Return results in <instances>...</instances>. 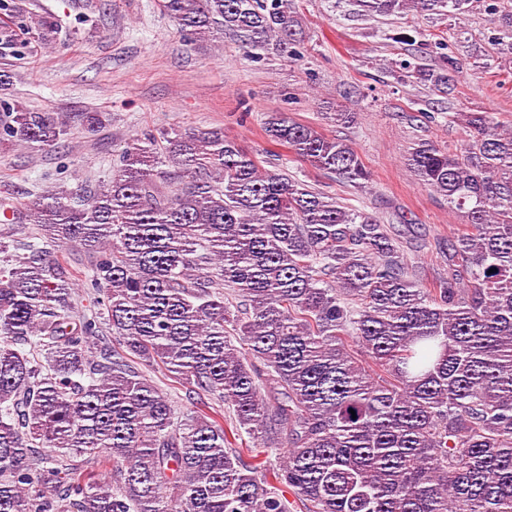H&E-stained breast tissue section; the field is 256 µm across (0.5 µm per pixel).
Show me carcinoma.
Returning a JSON list of instances; mask_svg holds the SVG:
<instances>
[{
  "mask_svg": "<svg viewBox=\"0 0 512 512\" xmlns=\"http://www.w3.org/2000/svg\"><path fill=\"white\" fill-rule=\"evenodd\" d=\"M159 2L194 40L301 58L293 0ZM465 4L358 0L385 16ZM26 32L60 29L37 16ZM455 71L421 80L441 92ZM459 117L463 151L421 140L406 158L465 218L429 273L393 225L222 128L136 135L107 180L1 199L0 512H512V131ZM70 120L0 99V144L51 151ZM264 132L369 179L345 139L283 112ZM38 239L77 255L88 308Z\"/></svg>",
  "mask_w": 512,
  "mask_h": 512,
  "instance_id": "obj_1",
  "label": "carcinoma"
}]
</instances>
